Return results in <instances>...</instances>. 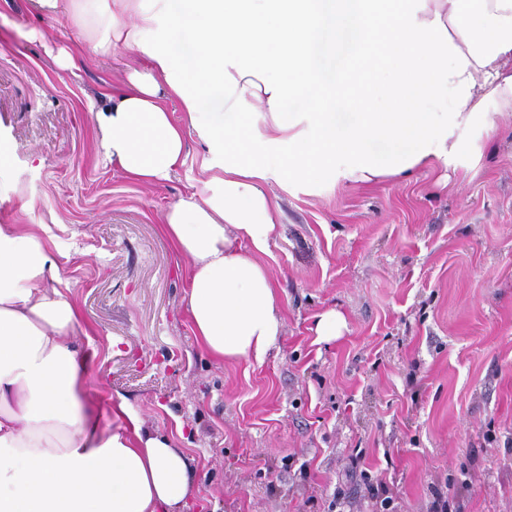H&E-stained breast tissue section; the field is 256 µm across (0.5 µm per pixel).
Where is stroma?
<instances>
[{
    "mask_svg": "<svg viewBox=\"0 0 512 512\" xmlns=\"http://www.w3.org/2000/svg\"><path fill=\"white\" fill-rule=\"evenodd\" d=\"M75 48L77 66L55 52ZM94 58L66 14L0 0V224L49 246L92 332L94 389L124 396L192 459L217 512H512V116L480 154L401 182L269 180L282 223L260 260L282 307L262 364L218 361L186 310L189 263L159 226L209 179L187 135L156 185L100 160ZM346 326L316 336L322 313ZM345 327L343 316L336 310H329L321 314L316 324V332L322 342L329 343L341 336Z\"/></svg>",
    "mask_w": 512,
    "mask_h": 512,
    "instance_id": "stroma-1",
    "label": "stroma"
}]
</instances>
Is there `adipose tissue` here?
<instances>
[{
  "label": "adipose tissue",
  "mask_w": 512,
  "mask_h": 512,
  "mask_svg": "<svg viewBox=\"0 0 512 512\" xmlns=\"http://www.w3.org/2000/svg\"><path fill=\"white\" fill-rule=\"evenodd\" d=\"M99 59L148 63L106 94L96 140L131 181L184 162L212 176L163 216L188 259L200 346L263 363L282 328L259 261L280 223L275 178L372 182L458 164L512 112V0H32ZM178 102L184 122L169 109ZM78 307L49 247L0 224V512H182L190 460L126 399L102 420Z\"/></svg>",
  "instance_id": "1"
}]
</instances>
